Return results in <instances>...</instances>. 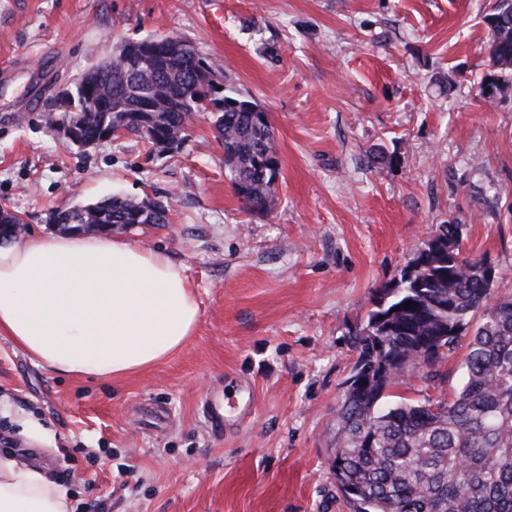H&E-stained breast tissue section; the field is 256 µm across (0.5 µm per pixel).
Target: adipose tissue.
I'll list each match as a JSON object with an SVG mask.
<instances>
[{"label":"adipose tissue","instance_id":"adipose-tissue-1","mask_svg":"<svg viewBox=\"0 0 512 512\" xmlns=\"http://www.w3.org/2000/svg\"><path fill=\"white\" fill-rule=\"evenodd\" d=\"M198 319L188 277L163 253L78 234L0 247V334L51 372L116 378L158 365ZM72 509L65 488L0 454V512Z\"/></svg>","mask_w":512,"mask_h":512}]
</instances>
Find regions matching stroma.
<instances>
[{
  "instance_id": "obj_1",
  "label": "stroma",
  "mask_w": 512,
  "mask_h": 512,
  "mask_svg": "<svg viewBox=\"0 0 512 512\" xmlns=\"http://www.w3.org/2000/svg\"><path fill=\"white\" fill-rule=\"evenodd\" d=\"M498 0H0V207L30 234L119 193L169 208L122 231L166 253L200 309L185 344L119 379L54 374L0 335V449L73 512H348L332 430L351 333L439 225L512 299V90L488 95ZM181 35L261 105L282 175L250 210L197 116L174 153L124 133L70 146L62 89L127 41ZM41 95L39 109L28 101ZM464 347L394 395L450 397ZM222 392L223 432L204 402Z\"/></svg>"
}]
</instances>
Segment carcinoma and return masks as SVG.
<instances>
[{
	"label": "carcinoma",
	"mask_w": 512,
	"mask_h": 512,
	"mask_svg": "<svg viewBox=\"0 0 512 512\" xmlns=\"http://www.w3.org/2000/svg\"><path fill=\"white\" fill-rule=\"evenodd\" d=\"M493 17L490 56L507 74L512 0H501ZM178 44L192 46L181 36L153 38L143 56L138 42H125L128 55L115 53L77 78L93 86L101 106L88 107L76 93L47 124L77 118L90 134L123 128L161 153L183 143L190 119L208 111L237 194L250 209L268 210L281 175L268 113L224 93L203 103L200 89L215 62L202 57L198 67ZM146 106L151 117L140 128L132 119ZM53 223L104 232L166 224L168 212L114 195L106 206L59 210ZM462 238V225H440L349 338L354 382L341 395L331 460L349 512H512V299L489 304L496 268L462 257ZM467 334L463 382L450 399L390 400L400 377L435 366Z\"/></svg>",
	"instance_id": "1"
}]
</instances>
